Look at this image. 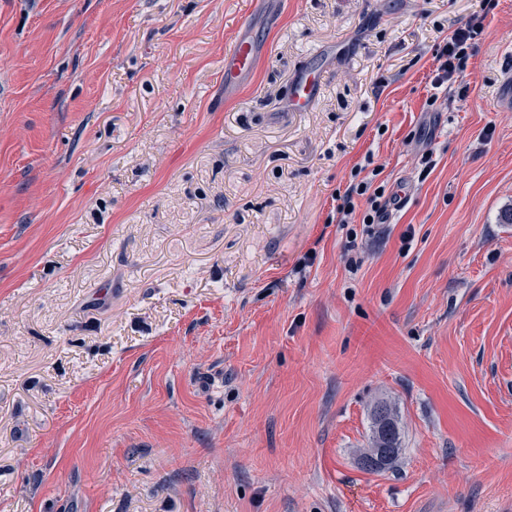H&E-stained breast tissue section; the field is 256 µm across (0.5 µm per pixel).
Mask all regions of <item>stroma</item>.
<instances>
[{"label":"stroma","instance_id":"obj_1","mask_svg":"<svg viewBox=\"0 0 512 512\" xmlns=\"http://www.w3.org/2000/svg\"><path fill=\"white\" fill-rule=\"evenodd\" d=\"M509 207L512 0H0V512H512ZM481 31V23L477 16H474L467 24L457 27L448 35L446 43L440 48V51H437L438 61L442 58H445V61L436 70L435 85L441 86L445 81L452 80L457 72L462 71L465 46L468 41L480 35ZM455 61H457L456 64ZM258 62V51L249 39H239L224 54V86L236 85ZM320 75L318 70H310L298 77L293 86L291 105L296 110L309 108L316 97ZM372 187L373 178L368 177L349 185L344 204L339 209L342 214V218L340 219L341 223L350 224L348 218L353 215L355 211V204L353 202L354 196L365 197L368 205L362 218V224H365V226L369 228L373 224H377L378 221L383 218L386 201L382 203L380 199L384 197V186L380 185L374 189H372ZM368 219H371V222H368ZM370 414L369 449L360 458L361 467L373 473L393 469L402 452V430L397 412L387 401H379Z\"/></svg>","mask_w":512,"mask_h":512}]
</instances>
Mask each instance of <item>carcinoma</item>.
I'll use <instances>...</instances> for the list:
<instances>
[{
	"label": "carcinoma",
	"mask_w": 512,
	"mask_h": 512,
	"mask_svg": "<svg viewBox=\"0 0 512 512\" xmlns=\"http://www.w3.org/2000/svg\"><path fill=\"white\" fill-rule=\"evenodd\" d=\"M372 429L369 449L360 458L362 469L381 472L394 468L402 452V430L395 408L379 401L371 411Z\"/></svg>",
	"instance_id": "cac0c4a2"
}]
</instances>
